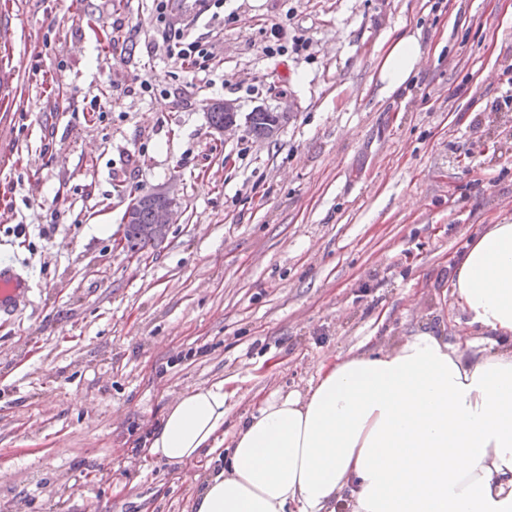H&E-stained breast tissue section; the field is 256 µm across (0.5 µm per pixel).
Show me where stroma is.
Segmentation results:
<instances>
[{"mask_svg": "<svg viewBox=\"0 0 512 512\" xmlns=\"http://www.w3.org/2000/svg\"><path fill=\"white\" fill-rule=\"evenodd\" d=\"M298 52L263 50L272 26ZM207 43L187 73L162 28ZM424 61L385 95L402 33ZM0 512H191L207 461L143 452L171 394L254 393L415 329L447 335L453 259L512 216V0H0ZM290 116L220 133L213 103ZM181 200L157 247L131 200ZM252 112H269L268 125L264 133L252 135L257 140H272L281 130L284 121L287 119L289 112H281L278 109H271L259 106ZM140 205L131 204L125 213L124 240L127 249L131 252H139L148 247H155L157 244L152 241H164L173 224V217L180 208L177 196L168 189L160 187L142 195ZM140 207L142 209L139 216ZM150 215V216H149ZM148 216L150 223L148 224ZM148 225V226H147ZM148 235H147V232ZM29 286L25 281L16 276L12 271L0 269V308L3 310L18 294Z\"/></svg>", "mask_w": 512, "mask_h": 512, "instance_id": "35a3bbf8", "label": "stroma"}]
</instances>
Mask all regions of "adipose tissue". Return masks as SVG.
Here are the masks:
<instances>
[{"label":"adipose tissue","mask_w":512,"mask_h":512,"mask_svg":"<svg viewBox=\"0 0 512 512\" xmlns=\"http://www.w3.org/2000/svg\"><path fill=\"white\" fill-rule=\"evenodd\" d=\"M414 35L384 57L383 93L418 71ZM450 336L415 330L321 362L303 390L241 416L193 512H512V219L456 259ZM225 381L176 395L147 453L196 460L224 432Z\"/></svg>","instance_id":"obj_1"}]
</instances>
